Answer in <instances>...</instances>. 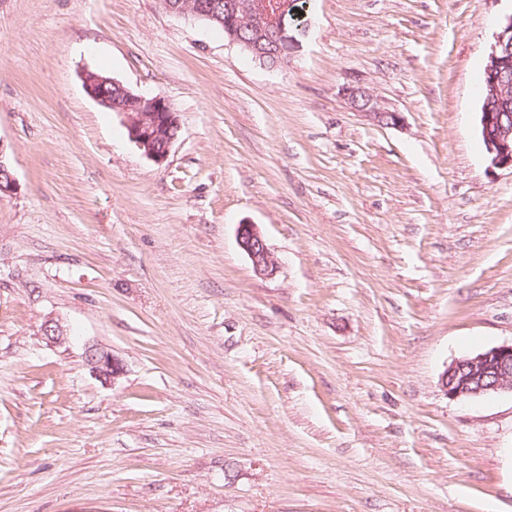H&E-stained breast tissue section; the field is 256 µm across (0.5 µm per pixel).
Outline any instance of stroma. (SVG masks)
Instances as JSON below:
<instances>
[{
    "label": "stroma",
    "instance_id": "1",
    "mask_svg": "<svg viewBox=\"0 0 512 512\" xmlns=\"http://www.w3.org/2000/svg\"><path fill=\"white\" fill-rule=\"evenodd\" d=\"M510 12L310 0L270 68L157 0H0V512H512V393L439 386L512 342V171L478 121ZM87 70L171 103L165 161ZM342 91L350 109L360 113L366 120L379 126H396L401 122L400 112L381 104L366 87L349 84ZM237 242L241 250L252 263L254 272L260 276H272L276 271V262L270 252L264 235L255 224H239ZM85 360L91 372L103 383H114L123 375L124 367L115 356L100 347L89 346L85 350Z\"/></svg>",
    "mask_w": 512,
    "mask_h": 512
}]
</instances>
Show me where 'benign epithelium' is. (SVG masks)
Here are the masks:
<instances>
[{
	"label": "benign epithelium",
	"mask_w": 512,
	"mask_h": 512,
	"mask_svg": "<svg viewBox=\"0 0 512 512\" xmlns=\"http://www.w3.org/2000/svg\"><path fill=\"white\" fill-rule=\"evenodd\" d=\"M158 4L173 16L224 25L227 41L260 62L272 54L278 57L279 64L287 63L299 48L296 33L307 28L305 24H293L299 18L297 0H224L219 11L211 0H158ZM243 30L249 31L251 37L242 38ZM83 87L99 105L124 115L130 139L146 157L157 163L166 159L179 137L180 123L164 97L136 93L111 77L91 71L84 73ZM342 91L350 109L366 120L379 126L401 122L400 113L381 104L366 87L349 84ZM479 128L490 166L512 170V13L498 22L488 54ZM16 189V179L0 146V197ZM237 242L256 274L268 277L275 273L276 262L257 225H238ZM42 335L48 342L59 344L66 340V329L58 320L49 318L42 325ZM85 360L105 384L123 375L122 363L103 348L87 347ZM440 387L452 400L512 392V343L452 362L440 378Z\"/></svg>",
	"instance_id": "1"
}]
</instances>
